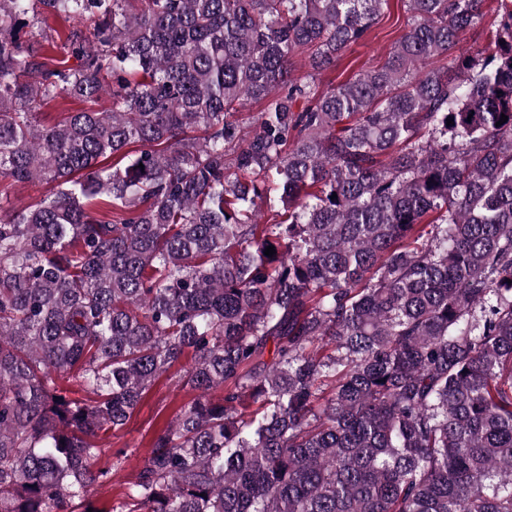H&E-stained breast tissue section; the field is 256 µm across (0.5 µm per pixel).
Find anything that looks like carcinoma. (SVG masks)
Instances as JSON below:
<instances>
[{
	"label": "carcinoma",
	"mask_w": 512,
	"mask_h": 512,
	"mask_svg": "<svg viewBox=\"0 0 512 512\" xmlns=\"http://www.w3.org/2000/svg\"><path fill=\"white\" fill-rule=\"evenodd\" d=\"M386 2L0 0V183L52 185L0 205V512H98L97 440L188 356L110 512H512V0L451 58L484 0H406L320 89ZM61 94L110 105L38 123ZM408 17L404 0H388L364 39L317 76L320 89L345 82L358 71L382 63L407 29ZM497 2L495 0H485L482 11L483 19L480 24L467 29L460 34V40L451 51L452 55H458L460 52L471 54L483 50L487 44V34L496 29L498 22ZM40 18H43L44 21L39 24V27L41 26L42 29L46 30L49 36L51 35L55 38L58 44V48L50 49L47 43L41 42L40 39V42L35 41L32 43L33 49L38 54L46 55L55 64L64 62L66 66L76 67L79 64L78 58L75 55L69 53V51L60 48L65 37L64 33H67V30L69 26L72 25V22L66 21L63 17L50 14L40 15ZM57 35H59L61 39H58Z\"/></svg>",
	"instance_id": "obj_1"
}]
</instances>
